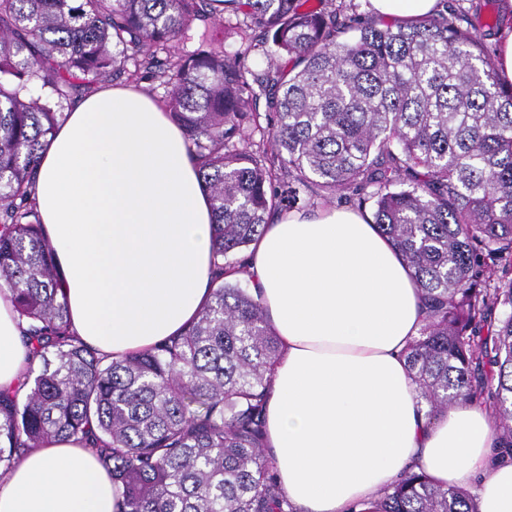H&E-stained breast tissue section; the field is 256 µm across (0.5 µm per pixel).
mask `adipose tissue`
Here are the masks:
<instances>
[{
    "instance_id": "obj_1",
    "label": "adipose tissue",
    "mask_w": 512,
    "mask_h": 512,
    "mask_svg": "<svg viewBox=\"0 0 512 512\" xmlns=\"http://www.w3.org/2000/svg\"><path fill=\"white\" fill-rule=\"evenodd\" d=\"M36 201L72 329L111 358L145 351L210 302L212 209L181 130L130 88L74 105L36 168ZM283 348L266 445L298 512H349L406 469L476 485V512H512V461L481 410L430 418L402 352L423 293L369 216L323 209L266 225L245 274ZM24 327L0 291V390L26 370ZM90 453L47 442L0 479V512H117Z\"/></svg>"
}]
</instances>
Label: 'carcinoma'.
<instances>
[{
  "instance_id": "obj_1",
  "label": "carcinoma",
  "mask_w": 512,
  "mask_h": 512,
  "mask_svg": "<svg viewBox=\"0 0 512 512\" xmlns=\"http://www.w3.org/2000/svg\"><path fill=\"white\" fill-rule=\"evenodd\" d=\"M354 7L0 0V286L38 360L23 395H0L1 474L73 438L121 490L119 512H296L265 448L282 346L261 300L224 275L245 272L270 215L308 193L370 209L412 269L426 317L404 356L427 415L478 405L512 453V83L485 44L500 20L340 19ZM226 15L233 53L212 34ZM141 71L200 164L214 287L182 334L109 360L70 329L32 171L73 80ZM360 512H474V495L409 469Z\"/></svg>"
}]
</instances>
